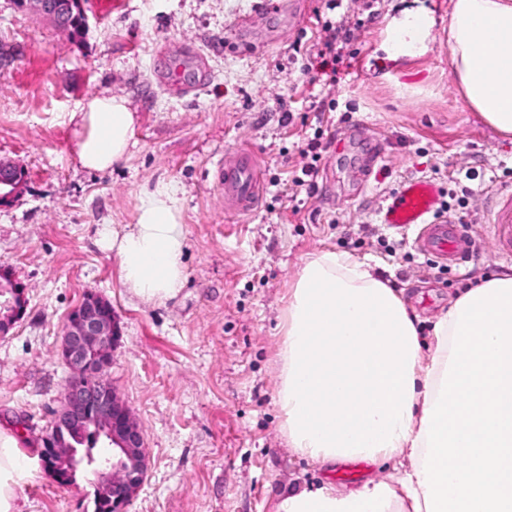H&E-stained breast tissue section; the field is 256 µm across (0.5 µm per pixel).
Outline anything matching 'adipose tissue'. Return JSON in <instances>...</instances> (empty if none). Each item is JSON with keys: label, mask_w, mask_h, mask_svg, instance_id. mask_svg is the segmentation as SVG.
<instances>
[{"label": "adipose tissue", "mask_w": 512, "mask_h": 512, "mask_svg": "<svg viewBox=\"0 0 512 512\" xmlns=\"http://www.w3.org/2000/svg\"><path fill=\"white\" fill-rule=\"evenodd\" d=\"M427 14L405 10L383 49L391 60L429 50ZM450 62L466 105L512 135V0H451ZM80 165L103 171L127 156L136 117L126 99L100 94L70 112ZM98 246L114 254L131 293L146 303L184 286L185 236L173 193L146 192L124 233L102 225ZM420 356L404 301L373 267L324 251L297 273L284 314L276 403L291 448L319 463H377L398 448L411 463L398 485L366 484L280 496L276 512H512V273L470 289L433 326ZM462 460L449 468V458ZM39 473L14 433L0 428V512H18Z\"/></svg>", "instance_id": "1"}]
</instances>
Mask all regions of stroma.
<instances>
[{"instance_id":"35a3bbf8","label":"stroma","mask_w":512,"mask_h":512,"mask_svg":"<svg viewBox=\"0 0 512 512\" xmlns=\"http://www.w3.org/2000/svg\"><path fill=\"white\" fill-rule=\"evenodd\" d=\"M254 0H128L101 21L97 0H82L81 41L0 0V159L23 168L27 185L0 207V269L25 289L26 309L0 335V426L36 456L62 403L70 369L59 356L68 312L86 292L110 301L120 327L107 376L145 441L148 468L126 512H275L284 491L333 484L337 492L368 478L398 481L410 463L394 450L351 480L290 448L276 406L279 322L296 273L321 251L368 261L417 317L423 353L433 324L460 298L464 280L512 271L496 257L482 194L507 183L512 137L469 111L450 64L449 0H376L374 15L349 9L355 27L350 67L335 87L303 71L299 47L314 42L325 0H307L302 31L288 20L260 22L245 44L233 24ZM406 9L434 20L421 56L388 60L389 24ZM207 56L212 78L184 96L164 92L157 67ZM125 97L136 114L129 155L110 171L83 169L72 152L68 114L88 97ZM291 111L293 121L280 118ZM320 136L324 149L313 197L292 200L300 148ZM258 158L259 208L224 212L210 175L235 148ZM472 171L466 207L475 251L442 266L420 252L416 228L380 221L408 178L447 190ZM176 191L185 234L181 293L146 304L125 286L97 231L137 222L144 192ZM95 477L60 483L46 470L27 484L20 512H93Z\"/></svg>"}]
</instances>
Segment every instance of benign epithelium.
I'll return each mask as SVG.
<instances>
[{
    "label": "benign epithelium",
    "instance_id": "1",
    "mask_svg": "<svg viewBox=\"0 0 512 512\" xmlns=\"http://www.w3.org/2000/svg\"><path fill=\"white\" fill-rule=\"evenodd\" d=\"M23 8L68 28L69 12L74 0H22ZM19 167L0 160V206L15 201L24 189L18 178ZM0 303V333L9 331L24 313L25 298L21 286L5 290ZM118 330L112 305L95 293L86 294L69 312L61 342V356L73 373L61 408L55 412V436L73 429H83L96 421L106 424L104 439L112 444V457L96 462L97 486L107 496L112 512L125 508L142 483L147 469V452L143 433L129 408L104 379L112 363V348Z\"/></svg>",
    "mask_w": 512,
    "mask_h": 512
}]
</instances>
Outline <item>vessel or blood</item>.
<instances>
[{
  "mask_svg": "<svg viewBox=\"0 0 512 512\" xmlns=\"http://www.w3.org/2000/svg\"><path fill=\"white\" fill-rule=\"evenodd\" d=\"M304 9V0H257L252 14L237 24L240 34H248L257 18L288 16L296 20ZM258 160L247 150L224 157L213 171V181L224 193V211L246 214L256 210L261 201L257 173ZM440 192L428 181L407 180L392 197L381 215L382 223L397 228L414 224L424 227L418 248L439 259L464 261L470 255L468 239L455 219L438 216ZM490 227L498 242V257L512 261V185L490 190L487 196Z\"/></svg>",
  "mask_w": 512,
  "mask_h": 512,
  "instance_id": "b4317fda",
  "label": "vessel or blood"
}]
</instances>
